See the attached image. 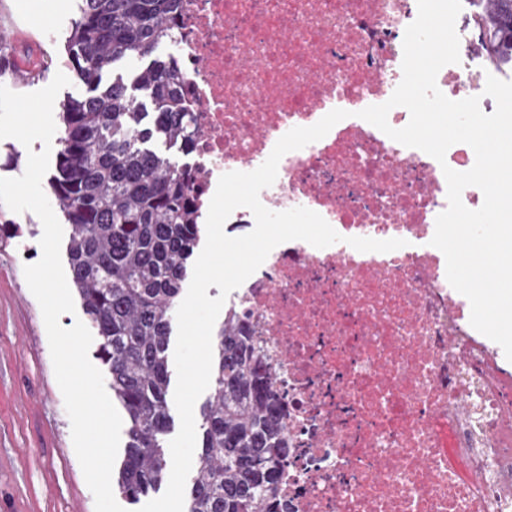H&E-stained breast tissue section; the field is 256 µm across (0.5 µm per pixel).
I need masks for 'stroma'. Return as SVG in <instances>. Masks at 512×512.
<instances>
[{"mask_svg":"<svg viewBox=\"0 0 512 512\" xmlns=\"http://www.w3.org/2000/svg\"><path fill=\"white\" fill-rule=\"evenodd\" d=\"M78 0H0V33L15 55L37 60L46 80L67 71L61 41ZM32 212L0 204V512H95L56 381L40 305L25 265L41 257Z\"/></svg>","mask_w":512,"mask_h":512,"instance_id":"35a3bbf8","label":"stroma"}]
</instances>
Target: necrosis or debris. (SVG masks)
<instances>
[{
	"label": "necrosis or debris",
	"mask_w": 512,
	"mask_h": 512,
	"mask_svg": "<svg viewBox=\"0 0 512 512\" xmlns=\"http://www.w3.org/2000/svg\"><path fill=\"white\" fill-rule=\"evenodd\" d=\"M417 13V0H181L200 215L222 174L257 169L292 128L348 113L286 153L260 193L271 211L318 213L341 242L282 243L227 299L249 319L289 428L282 512H512V366L471 326L431 244L443 170L468 171L475 153L457 143L440 163L358 116L400 83ZM476 28L458 15L460 61L437 85L489 114L494 65L470 52ZM352 237L405 245L361 252Z\"/></svg>",
	"instance_id": "obj_1"
}]
</instances>
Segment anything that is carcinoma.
<instances>
[{
  "instance_id": "cac0c4a2",
  "label": "carcinoma",
  "mask_w": 512,
  "mask_h": 512,
  "mask_svg": "<svg viewBox=\"0 0 512 512\" xmlns=\"http://www.w3.org/2000/svg\"><path fill=\"white\" fill-rule=\"evenodd\" d=\"M180 0H79L64 38L67 64L86 87L60 103V149L49 185L71 231V282L99 338L127 442L114 477L131 501L166 479L172 424L169 345L183 282L203 228L192 196L189 122L172 42ZM481 46L512 62V0H470ZM145 65L127 73L128 59ZM210 394L201 406L200 465L186 512H278L288 428L269 369L243 317L224 314L213 343Z\"/></svg>"
}]
</instances>
